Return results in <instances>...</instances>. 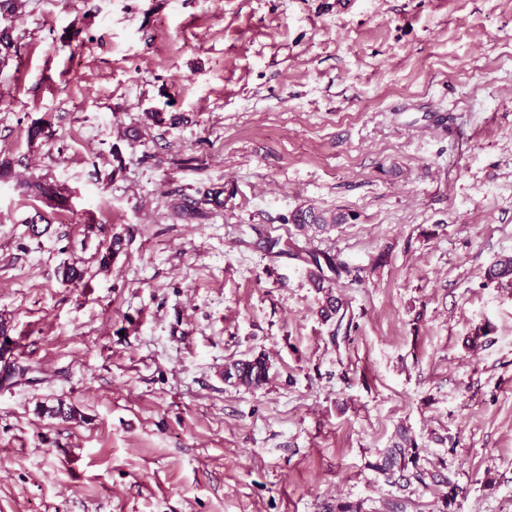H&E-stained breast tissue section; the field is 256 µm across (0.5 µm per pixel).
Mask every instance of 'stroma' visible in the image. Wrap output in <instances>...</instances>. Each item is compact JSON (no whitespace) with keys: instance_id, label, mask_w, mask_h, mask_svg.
<instances>
[{"instance_id":"1","label":"stroma","mask_w":512,"mask_h":512,"mask_svg":"<svg viewBox=\"0 0 512 512\" xmlns=\"http://www.w3.org/2000/svg\"><path fill=\"white\" fill-rule=\"evenodd\" d=\"M1 30L0 512H439L371 468L402 427L454 512H512V0H24ZM211 197L212 195L209 191L206 194L200 195L199 197L184 195L180 199V202L176 204V211L180 216L187 218L194 217L203 211L204 205H208L214 202V199ZM348 220L345 214L328 213L325 211H316L313 208L298 210L292 216V223L300 230L306 227L325 231L328 226L335 224H344ZM268 375L269 367L263 358L238 360L224 367L226 382L248 389L262 386L267 381Z\"/></svg>"}]
</instances>
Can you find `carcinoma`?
<instances>
[{"label": "carcinoma", "mask_w": 512, "mask_h": 512, "mask_svg": "<svg viewBox=\"0 0 512 512\" xmlns=\"http://www.w3.org/2000/svg\"><path fill=\"white\" fill-rule=\"evenodd\" d=\"M214 202L211 194L206 193L199 197L185 195L176 204V211L183 217H194L203 211V206ZM347 216L344 214L317 211L313 208L298 210L292 216V223L299 229L315 228L324 231L328 226L344 224ZM310 264L314 269L310 271V279L318 289L324 288L325 276L323 267L339 272V267L330 256H325L326 264H321L318 254L309 253ZM488 277L492 280H507L512 285V257L503 256L498 259L493 267L488 270ZM269 367L262 358L254 360H238L224 367V380L232 382L236 386L245 388H258L267 381ZM372 469L383 476L385 481L406 488L417 484L423 488H429L430 484H443L445 489L440 491L441 512H451V507L456 504L459 487L451 479L442 474L430 472L421 463L420 448L416 439L408 434L405 429L399 432V442L394 447L387 449L378 460L372 464Z\"/></svg>", "instance_id": "1"}]
</instances>
